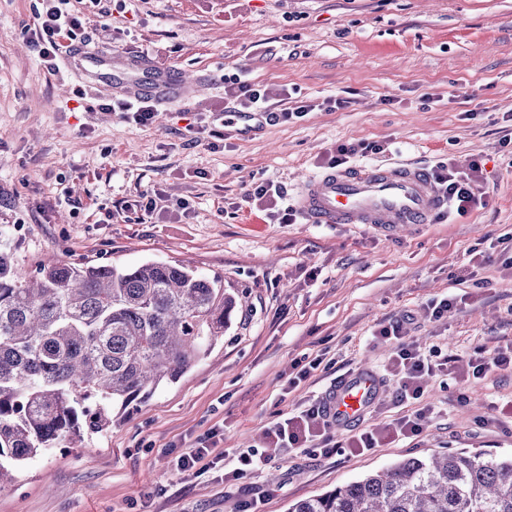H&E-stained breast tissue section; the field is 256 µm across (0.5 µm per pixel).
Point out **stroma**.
<instances>
[{
  "label": "stroma",
  "instance_id": "obj_1",
  "mask_svg": "<svg viewBox=\"0 0 512 512\" xmlns=\"http://www.w3.org/2000/svg\"><path fill=\"white\" fill-rule=\"evenodd\" d=\"M40 0H0V225L24 273L56 257L118 268L180 263L224 281L238 305L223 341L175 384L101 434L30 459L0 489V512H288L305 499L412 456L455 450L512 453V422L494 425L512 401V375L463 379L465 355L512 343V269L489 251L472 287L467 252L512 236V0H90L87 45L112 56L147 54L155 65L203 75L192 96L132 124L118 99L75 73L47 69L26 44ZM287 88L312 111L292 122L225 126L233 109L224 79ZM339 99V108L327 100ZM387 144L353 166L434 170L479 161L486 207L442 215L386 235L367 224H283L310 176L326 172L339 144ZM281 187L276 201L252 187ZM157 197V208L143 209ZM449 293L457 312L429 319ZM414 315L421 350L457 354L430 381L437 412L421 436L354 454L268 448L265 469L228 482L238 451L265 446V429L358 369L384 396L353 423L362 430L415 410L386 368L378 324ZM324 368L289 388L296 359ZM212 433L220 457L179 471L178 457Z\"/></svg>",
  "mask_w": 512,
  "mask_h": 512
}]
</instances>
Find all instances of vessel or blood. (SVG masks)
Returning <instances> with one entry per match:
<instances>
[{
  "label": "vessel or blood",
  "instance_id": "obj_1",
  "mask_svg": "<svg viewBox=\"0 0 512 512\" xmlns=\"http://www.w3.org/2000/svg\"><path fill=\"white\" fill-rule=\"evenodd\" d=\"M71 60L96 80L106 82L115 96L167 104L194 89L179 72L156 67L136 53L110 71L86 49L72 54ZM298 207L317 224H368L386 233L435 223L448 209L429 173L409 165H377L310 177ZM379 394L378 377L370 371L359 372L337 383L330 410L343 425L365 415Z\"/></svg>",
  "mask_w": 512,
  "mask_h": 512
}]
</instances>
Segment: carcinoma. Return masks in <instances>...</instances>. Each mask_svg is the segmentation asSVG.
I'll return each mask as SVG.
<instances>
[{
	"label": "carcinoma",
	"instance_id": "obj_1",
	"mask_svg": "<svg viewBox=\"0 0 512 512\" xmlns=\"http://www.w3.org/2000/svg\"><path fill=\"white\" fill-rule=\"evenodd\" d=\"M237 305L181 264L49 261L20 273L0 227V488L21 464L105 431L176 382ZM288 512H512V455L409 457L294 502Z\"/></svg>",
	"mask_w": 512,
	"mask_h": 512
}]
</instances>
